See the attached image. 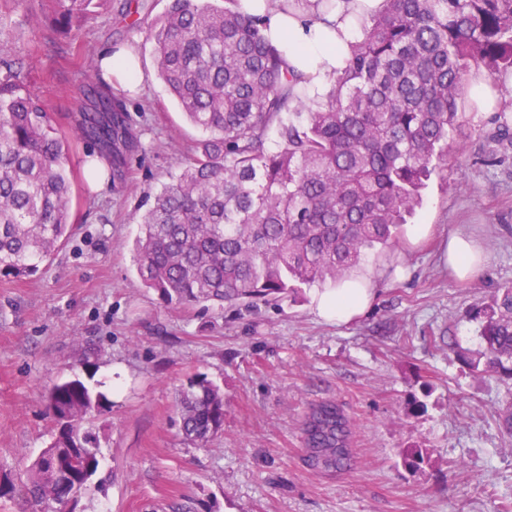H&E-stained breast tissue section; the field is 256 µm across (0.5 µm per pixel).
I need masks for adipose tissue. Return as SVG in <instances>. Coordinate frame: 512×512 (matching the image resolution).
I'll return each instance as SVG.
<instances>
[{"mask_svg": "<svg viewBox=\"0 0 512 512\" xmlns=\"http://www.w3.org/2000/svg\"><path fill=\"white\" fill-rule=\"evenodd\" d=\"M381 0H344L330 13L316 14L312 5H305L296 15L287 16L268 9L264 0H242L244 10L263 15L270 37L282 42L288 62L295 73L307 77L310 92L322 91L328 74L343 67L347 44L358 29V7L379 6ZM105 75L114 82L136 90L146 80L135 49L124 48L100 54ZM371 278L358 275L334 288L318 292L315 311L323 319L348 322L364 314L374 297Z\"/></svg>", "mask_w": 512, "mask_h": 512, "instance_id": "adipose-tissue-1", "label": "adipose tissue"}]
</instances>
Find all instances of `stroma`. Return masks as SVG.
<instances>
[{"instance_id": "stroma-1", "label": "stroma", "mask_w": 512, "mask_h": 512, "mask_svg": "<svg viewBox=\"0 0 512 512\" xmlns=\"http://www.w3.org/2000/svg\"><path fill=\"white\" fill-rule=\"evenodd\" d=\"M168 0H104L72 33L51 0H0V61L20 68L61 131L80 118L81 91L106 49L136 46L150 77L127 106L141 146L121 180L94 189L86 150L70 149L75 234L36 277H0V482L22 485L55 426L46 394L77 376L108 399L87 426L99 467L72 512H499L512 504V438L499 413L512 386L460 368L450 345L478 349L465 311L512 284V146L497 165L476 159L499 115L512 121V86L497 108L464 105L449 158L403 227L399 244L369 255L371 308L328 323L304 288L281 306L242 315H199L166 305L134 261L140 203L177 172L203 138L158 75L150 28ZM430 225L419 236V225ZM462 233L485 253L459 280L442 262ZM224 391V425L206 444L186 441L177 401L190 377ZM433 386L427 411L408 413L420 379ZM333 403L348 424L347 457L312 465L303 425ZM430 449L433 468L409 475L400 449Z\"/></svg>"}]
</instances>
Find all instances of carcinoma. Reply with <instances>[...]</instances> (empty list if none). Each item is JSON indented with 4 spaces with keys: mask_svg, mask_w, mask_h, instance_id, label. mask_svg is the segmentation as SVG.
<instances>
[{
    "mask_svg": "<svg viewBox=\"0 0 512 512\" xmlns=\"http://www.w3.org/2000/svg\"><path fill=\"white\" fill-rule=\"evenodd\" d=\"M66 29L101 0H52ZM158 74L186 119L206 134L178 173L146 199L135 241L144 285L168 304L255 312L303 287L336 284L372 250L396 245L406 217L448 156L472 72L512 79V0H382L360 22L343 68L311 98L262 17L240 0H170L151 27ZM75 140L112 158L117 177L138 148L126 101L103 77L85 86ZM68 137L21 70H0V276L28 278L74 231ZM480 349L463 367L512 381V285L469 312ZM105 401L81 380L46 397L58 427L31 464L27 507L65 508L97 471V439L83 423ZM185 439L206 443L224 422V391L197 375L179 394ZM313 461L346 456L333 403L304 425ZM403 466H432L426 448Z\"/></svg>",
    "mask_w": 512,
    "mask_h": 512,
    "instance_id": "obj_1",
    "label": "carcinoma"
}]
</instances>
